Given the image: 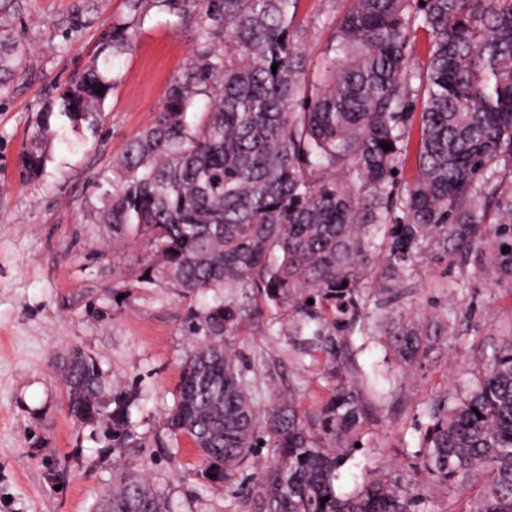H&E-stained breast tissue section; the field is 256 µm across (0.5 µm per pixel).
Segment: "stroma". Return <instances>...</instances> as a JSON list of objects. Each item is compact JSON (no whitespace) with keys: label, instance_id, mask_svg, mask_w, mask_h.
Instances as JSON below:
<instances>
[{"label":"stroma","instance_id":"35a3bbf8","mask_svg":"<svg viewBox=\"0 0 512 512\" xmlns=\"http://www.w3.org/2000/svg\"><path fill=\"white\" fill-rule=\"evenodd\" d=\"M76 0H26L20 22L29 41L20 76L0 100V512H94L118 471L133 470L163 488L180 512H245L238 482L214 488L198 472L188 440L172 447L164 413L174 404L180 364L196 345L187 323L204 305L162 282H147L149 256L132 238L99 223L101 195L129 140L150 126L172 79L196 47L193 18L152 11L116 68L119 80L101 106L98 130L53 115L49 159L38 174L21 157L55 85L81 71L127 14L124 0H92L84 28L63 37L59 24ZM349 0H298L295 24L306 33L307 82L320 84L323 52ZM478 258L422 260L388 316L448 314L447 335L409 371L384 355L378 339L352 334L338 360L316 351L301 357L287 311L256 302L234 340L248 363L265 362L261 399L294 393L303 412L319 409L337 375L368 374L363 446L349 454L336 490L352 493L365 478L416 480L418 512H461L478 485L455 495L417 466L438 396L457 401L481 361L512 332V285L479 274ZM88 350L107 381L136 389L131 409L138 448H110L70 419L60 363L71 346Z\"/></svg>","mask_w":512,"mask_h":512}]
</instances>
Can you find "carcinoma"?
I'll use <instances>...</instances> for the list:
<instances>
[{
  "mask_svg": "<svg viewBox=\"0 0 512 512\" xmlns=\"http://www.w3.org/2000/svg\"><path fill=\"white\" fill-rule=\"evenodd\" d=\"M23 2L0 0V98L27 54L23 32L5 21ZM126 2L129 21L113 25L91 63L55 87L33 137H44L55 109L98 128L116 82L113 61L150 11L194 17L196 51L155 123L112 165L99 210L113 235H132L154 257L149 279L214 293L188 322L198 341L165 415L170 440L188 439L200 475L217 485L234 480L255 449H269L257 476L240 485L249 512H415L420 486L387 474L353 496L336 494L365 413L348 380H337L313 415L301 414L291 393L264 406L232 336L260 298L298 316L295 335L314 325L306 345L335 359L348 341L336 331L375 333L378 298L399 290L420 260L466 259L489 234L497 248L486 274L512 281V0H350L314 97L294 27L298 0ZM419 32L428 44L420 71L411 65ZM420 90L417 175L403 185L393 171L407 163L410 102ZM199 106L202 119L192 124ZM45 162L37 146L23 157L29 173ZM377 260L385 276L374 283L367 274ZM444 325L401 318L386 343L411 365L447 335ZM64 376L75 424L114 448L140 446L130 413L136 392L108 383L81 346L71 348ZM428 414L420 468L449 489L484 478L466 512H512V336L463 399L450 407L440 396ZM97 512L175 508L159 487L126 473Z\"/></svg>",
  "mask_w": 512,
  "mask_h": 512,
  "instance_id": "obj_1",
  "label": "carcinoma"
}]
</instances>
